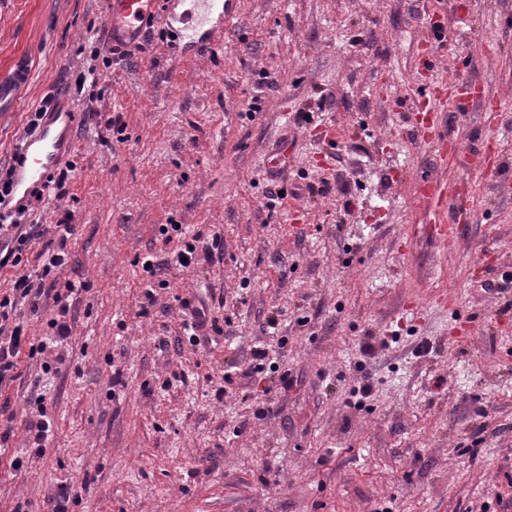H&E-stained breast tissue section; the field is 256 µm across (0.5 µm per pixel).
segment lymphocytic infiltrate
I'll list each match as a JSON object with an SVG mask.
<instances>
[{
	"instance_id": "1",
	"label": "lymphocytic infiltrate",
	"mask_w": 512,
	"mask_h": 512,
	"mask_svg": "<svg viewBox=\"0 0 512 512\" xmlns=\"http://www.w3.org/2000/svg\"><path fill=\"white\" fill-rule=\"evenodd\" d=\"M15 168L0 167V271H11L12 276L6 291L0 292V384L13 380L14 371L22 352L41 354L45 345L26 347L23 326L19 322L22 306H29L31 314H39L42 301L53 304L54 318L49 326L53 341L64 344L71 327L67 322L70 299L77 291L74 282H60L57 274L68 259L67 244L74 227L58 224L54 237L39 251L38 268L27 271L22 267L23 256L34 237L26 221L34 213L30 204H12Z\"/></svg>"
}]
</instances>
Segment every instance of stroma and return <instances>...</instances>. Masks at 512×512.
<instances>
[{
	"label": "stroma",
	"instance_id": "obj_1",
	"mask_svg": "<svg viewBox=\"0 0 512 512\" xmlns=\"http://www.w3.org/2000/svg\"><path fill=\"white\" fill-rule=\"evenodd\" d=\"M100 37L107 0L0 8V71L31 67L0 166L46 94L77 113L76 175L32 220L71 221L60 278L88 286L60 372L25 357L0 388V512H45L64 482L65 512H512V287H484L512 272V0H236L194 59L156 26L128 55ZM436 80L482 96L443 107L445 165L420 125ZM428 177L470 197L455 253ZM198 233L211 256L171 264ZM184 298L217 319L208 343ZM259 347L273 368L239 385ZM38 398L53 433L16 471Z\"/></svg>",
	"mask_w": 512,
	"mask_h": 512
}]
</instances>
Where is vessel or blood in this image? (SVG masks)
I'll list each match as a JSON object with an SVG mask.
<instances>
[{"instance_id": "vessel-or-blood-1", "label": "vessel or blood", "mask_w": 512, "mask_h": 512, "mask_svg": "<svg viewBox=\"0 0 512 512\" xmlns=\"http://www.w3.org/2000/svg\"><path fill=\"white\" fill-rule=\"evenodd\" d=\"M180 0H109L107 24L113 42H136L147 20L153 19L165 29L183 23V48L189 52L213 51L224 38V19L233 0H190L189 9L176 12ZM29 83V67L17 62L13 69L0 73V112H11L17 107ZM55 121L43 123L38 134L26 142L24 157L19 167L17 184L40 185L64 153L63 135L54 126ZM439 115H432V135L428 142L440 160H448L457 149V143L439 135ZM420 195L429 206V222L434 237L445 249L458 245L461 226L458 216L466 210V197L453 193L446 184L427 178L420 184Z\"/></svg>"}]
</instances>
